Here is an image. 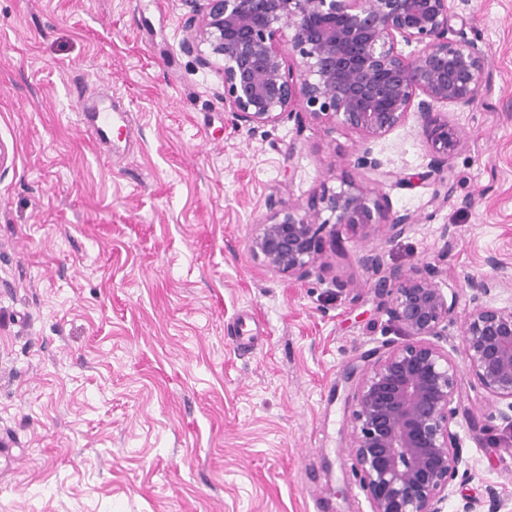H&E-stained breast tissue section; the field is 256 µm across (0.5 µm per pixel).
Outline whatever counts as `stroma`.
<instances>
[{
    "mask_svg": "<svg viewBox=\"0 0 512 512\" xmlns=\"http://www.w3.org/2000/svg\"><path fill=\"white\" fill-rule=\"evenodd\" d=\"M464 34L489 48L477 103L448 108L466 144L432 188L381 185L358 134L302 117L237 127L224 86L180 44V0H0V512H371L353 477L345 376L401 337L360 263L436 265L464 278L512 266V0H468ZM93 91L125 113L100 147L77 122ZM417 173L407 121L374 144ZM350 177L418 218L339 229L313 275L256 261L275 208ZM459 429L473 479L451 499L512 492V430L462 376Z\"/></svg>",
    "mask_w": 512,
    "mask_h": 512,
    "instance_id": "obj_1",
    "label": "stroma"
}]
</instances>
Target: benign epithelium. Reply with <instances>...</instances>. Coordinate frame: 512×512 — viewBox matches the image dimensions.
I'll return each instance as SVG.
<instances>
[{"mask_svg": "<svg viewBox=\"0 0 512 512\" xmlns=\"http://www.w3.org/2000/svg\"><path fill=\"white\" fill-rule=\"evenodd\" d=\"M188 33L181 48L203 67L218 65L224 107L254 130L299 118L341 126L362 140L357 165L382 184L425 185L441 176L465 140L438 104L469 107L485 84L488 49L481 40L451 39L454 0H181ZM411 48L406 53L399 45ZM414 118L429 162L408 175L375 156L372 144ZM329 217L322 218L323 213ZM383 224L391 239L413 229L409 212L392 213L349 178L322 187L307 206L275 209L248 239L267 269L308 279L324 254L323 233ZM360 262L390 320L407 341L364 356L352 369L351 471L371 512H445L450 487L471 478L462 468L460 368L504 407L495 417L512 429V307L491 302L512 270L490 256L492 273L468 276L469 312L461 345L438 339L456 315V295L426 265L407 272L385 266L373 250ZM453 512H512V495L494 488L484 499L463 495Z\"/></svg>", "mask_w": 512, "mask_h": 512, "instance_id": "1", "label": "benign epithelium"}]
</instances>
